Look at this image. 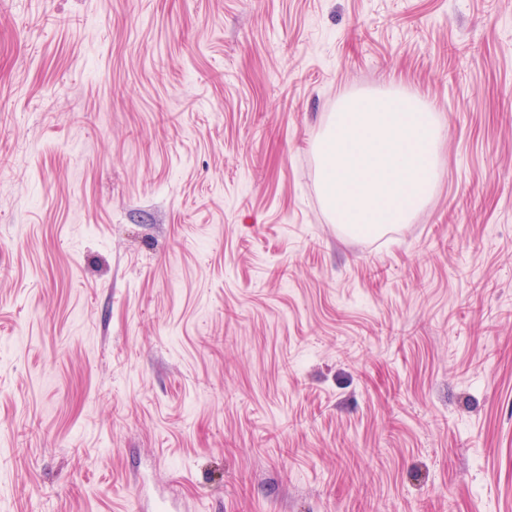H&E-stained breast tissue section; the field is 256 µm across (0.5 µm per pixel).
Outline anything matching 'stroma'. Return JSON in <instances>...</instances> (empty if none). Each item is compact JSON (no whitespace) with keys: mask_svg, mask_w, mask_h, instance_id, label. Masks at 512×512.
Returning <instances> with one entry per match:
<instances>
[{"mask_svg":"<svg viewBox=\"0 0 512 512\" xmlns=\"http://www.w3.org/2000/svg\"><path fill=\"white\" fill-rule=\"evenodd\" d=\"M443 128L341 232L338 100ZM512 512V0H0V512Z\"/></svg>","mask_w":512,"mask_h":512,"instance_id":"1","label":"stroma"}]
</instances>
